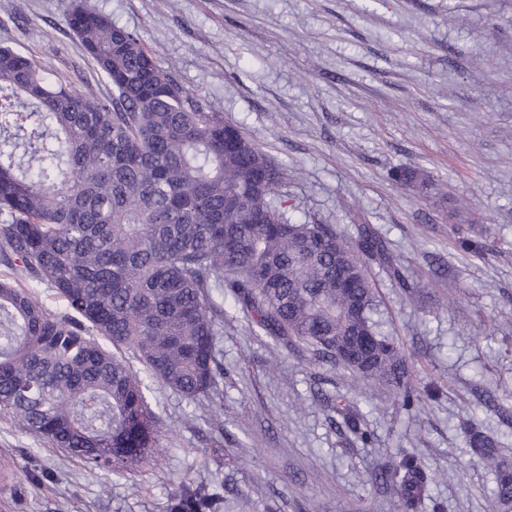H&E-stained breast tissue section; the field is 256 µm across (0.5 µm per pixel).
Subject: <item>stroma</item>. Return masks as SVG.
I'll return each instance as SVG.
<instances>
[{"instance_id": "stroma-1", "label": "stroma", "mask_w": 512, "mask_h": 512, "mask_svg": "<svg viewBox=\"0 0 512 512\" xmlns=\"http://www.w3.org/2000/svg\"><path fill=\"white\" fill-rule=\"evenodd\" d=\"M76 0H0V46L100 99L112 87L66 25ZM157 66L253 138L288 177V217L344 240L370 225L408 275L372 265L381 331L423 414L349 369L256 335L232 301L220 375L191 402L162 385L161 457L116 477L0 415V512H170L180 485L224 483V512H397L377 479L410 454L422 512H493L464 424L512 456V0H89ZM417 169L415 184L393 169ZM482 243L460 247L457 229ZM357 408L368 438L340 426Z\"/></svg>"}]
</instances>
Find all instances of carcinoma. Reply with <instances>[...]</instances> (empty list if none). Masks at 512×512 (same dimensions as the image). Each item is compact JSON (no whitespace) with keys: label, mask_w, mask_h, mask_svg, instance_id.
Wrapping results in <instances>:
<instances>
[{"label":"carcinoma","mask_w":512,"mask_h":512,"mask_svg":"<svg viewBox=\"0 0 512 512\" xmlns=\"http://www.w3.org/2000/svg\"><path fill=\"white\" fill-rule=\"evenodd\" d=\"M66 24L111 98L0 47V260L15 273L0 279V414L92 467L131 473L161 453L149 382L192 401L213 388L226 297L275 343L337 361L411 405L400 348L372 319L368 265L382 263L406 292L411 284L378 233L361 224L347 242L328 224L288 218L276 202L286 169L161 72L135 33L84 0ZM28 278L53 289L66 314L48 312ZM356 332L374 345L366 365L336 352ZM336 414L360 430L359 413ZM468 445L494 468L496 512H512V459L475 428ZM381 480L400 512H416L431 477L405 456ZM223 508L222 483L182 485L171 504Z\"/></svg>","instance_id":"obj_1"}]
</instances>
